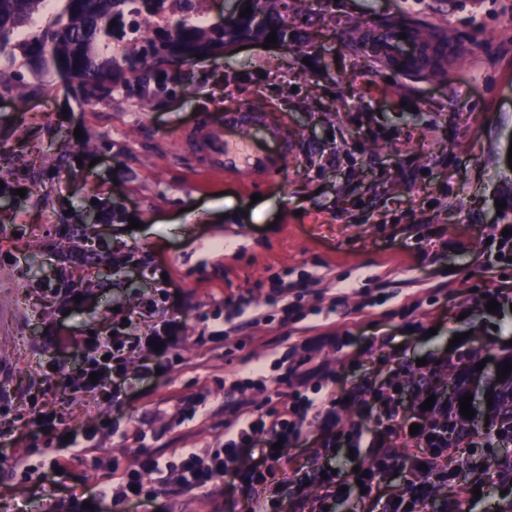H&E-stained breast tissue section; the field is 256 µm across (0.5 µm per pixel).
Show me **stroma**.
<instances>
[{
    "mask_svg": "<svg viewBox=\"0 0 512 512\" xmlns=\"http://www.w3.org/2000/svg\"><path fill=\"white\" fill-rule=\"evenodd\" d=\"M306 7L302 51L253 42L174 64L182 91L172 98L144 103L118 94L84 111L61 91L0 97V182L26 191L0 208V227L11 231L0 251L14 258L0 266V387L26 390L51 357L77 365L81 350L58 351L53 332L105 331L129 317L142 334L172 320L177 338L164 353H132L131 371L145 363L151 370L121 405L53 382L49 396L70 428L112 420L85 461L64 459L22 479L7 460L31 451L35 427L1 417L0 427L13 431L0 451V512L46 498L54 512H71L69 487L90 495L116 483L113 464H134L142 449L168 457L222 444L224 394L244 373V359H277L273 342L302 326L351 333L360 347L394 337L395 347L370 358L332 347L320 357L341 395L362 377L401 369L409 416L420 375L433 376L440 401L452 406L443 361L460 363L483 347L512 353V305L493 314L465 305L480 292L512 291V245L501 253L488 241L493 226L512 225L503 161L512 142V0H308ZM394 17L446 29L479 51L437 77L400 73L351 37ZM245 106L283 121L296 143L276 181L249 186L211 173L204 145L183 144ZM499 200L504 209H496ZM93 203L112 222L75 233ZM132 219L139 226L131 230ZM108 251L125 264L102 276ZM62 267L82 291L64 318L54 293ZM282 281L298 292L289 318L273 302ZM162 287L169 304L144 312ZM337 292L345 300L330 304ZM243 297L273 314L271 330L245 327L213 340ZM457 334L463 340L455 346ZM420 358L426 366H417ZM202 398L206 409L177 423L176 411ZM501 451L496 443L451 447L438 498L461 512H512L511 484L476 481L462 466L489 464ZM215 498L224 512L247 510L245 492L224 477L196 494L167 484L155 501L127 502L125 512H209Z\"/></svg>",
    "mask_w": 512,
    "mask_h": 512,
    "instance_id": "stroma-1",
    "label": "stroma"
}]
</instances>
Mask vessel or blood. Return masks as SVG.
<instances>
[{
	"label": "vessel or blood",
	"mask_w": 512,
	"mask_h": 512,
	"mask_svg": "<svg viewBox=\"0 0 512 512\" xmlns=\"http://www.w3.org/2000/svg\"><path fill=\"white\" fill-rule=\"evenodd\" d=\"M368 41L384 62L400 72L433 69L455 50L446 34L398 19L369 35ZM207 138L213 158L222 163L228 177H277L294 151L287 126L252 107L225 113L223 126L209 129Z\"/></svg>",
	"instance_id": "obj_1"
}]
</instances>
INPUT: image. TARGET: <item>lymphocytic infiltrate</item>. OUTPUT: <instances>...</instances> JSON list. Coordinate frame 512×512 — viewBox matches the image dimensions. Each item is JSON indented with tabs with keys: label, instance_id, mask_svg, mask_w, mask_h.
<instances>
[{
	"label": "lymphocytic infiltrate",
	"instance_id": "obj_1",
	"mask_svg": "<svg viewBox=\"0 0 512 512\" xmlns=\"http://www.w3.org/2000/svg\"><path fill=\"white\" fill-rule=\"evenodd\" d=\"M174 341L171 323L153 327L149 334L121 338L96 333L79 338L75 345L91 349L80 372L71 380L74 392L91 393L105 388L113 404H122L136 385L127 371L126 352L130 349H154L156 343L171 345ZM351 344L350 337L320 335L307 339L303 352L292 358L286 370L275 382L291 388L292 398L283 406L268 409L254 405L248 398H240L224 409L226 439L214 448H183L164 457L151 451H142L135 467L123 468L119 483L100 486L88 496L77 488H70L69 498L78 512H97L100 501L120 504L131 500L154 501L157 486L176 480L182 490L207 488L227 473H234L241 490L247 495L248 512H279L281 497H288L292 512H332L333 508L349 499L351 494L363 493L369 504L368 512H448L447 502H435L437 490L448 483V408L434 404L432 409L417 410L413 417H405L394 400L386 399L383 387L362 383L352 393L359 405L383 399L379 409L386 431L377 432L371 441H364L359 427L343 429L339 425L342 398L327 387L331 369L317 359L325 346L344 349ZM46 390L29 392L24 403L26 417L35 423V447L52 446L58 454L71 460H85L89 442L98 431L111 428L112 421L99 418L94 426L82 434H70L63 418L46 411ZM324 435L325 448L346 444L359 451L369 444L373 461L362 471L332 472L325 465L312 464L304 474H288L282 468V451L276 443L292 445L306 434ZM264 437L261 454L250 466L239 461L250 448L257 445L255 434ZM412 442L418 448L414 458L419 469L416 478L404 479L397 493H385L395 473L406 464L400 450L402 444Z\"/></svg>",
	"mask_w": 512,
	"mask_h": 512
}]
</instances>
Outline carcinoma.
<instances>
[{"label":"carcinoma","mask_w":512,"mask_h":512,"mask_svg":"<svg viewBox=\"0 0 512 512\" xmlns=\"http://www.w3.org/2000/svg\"><path fill=\"white\" fill-rule=\"evenodd\" d=\"M167 0H0V95L32 96L61 89L81 110L112 102L113 94L170 96L169 64L225 54L244 40L277 44L299 39L281 0H238V10L213 22L192 18L193 0H175L162 25L151 21ZM251 6L246 18L239 10ZM115 25H110V22ZM29 80L23 81V73ZM489 414L497 434H512V372L495 382Z\"/></svg>","instance_id":"cac0c4a2"}]
</instances>
